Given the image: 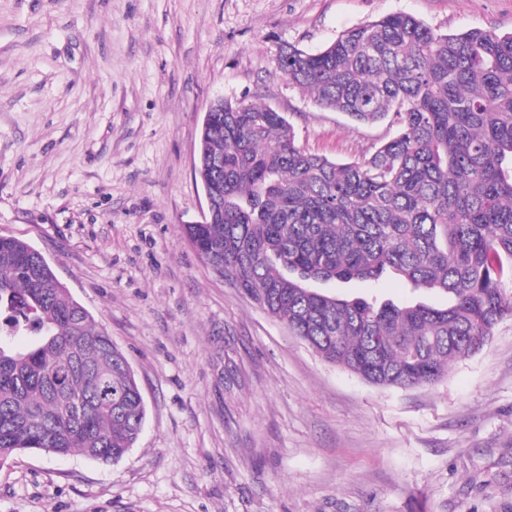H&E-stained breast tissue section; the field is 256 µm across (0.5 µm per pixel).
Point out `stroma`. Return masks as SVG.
<instances>
[{"mask_svg":"<svg viewBox=\"0 0 512 512\" xmlns=\"http://www.w3.org/2000/svg\"><path fill=\"white\" fill-rule=\"evenodd\" d=\"M404 12L512 32V0H0V235L25 240L106 329L145 420L118 463L23 452L0 512H512V320L432 386L320 360L184 234L216 97L283 112L338 162L393 137L279 73L294 46Z\"/></svg>","mask_w":512,"mask_h":512,"instance_id":"obj_1","label":"stroma"}]
</instances>
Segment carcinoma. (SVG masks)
Masks as SVG:
<instances>
[{"instance_id": "cac0c4a2", "label": "carcinoma", "mask_w": 512, "mask_h": 512, "mask_svg": "<svg viewBox=\"0 0 512 512\" xmlns=\"http://www.w3.org/2000/svg\"><path fill=\"white\" fill-rule=\"evenodd\" d=\"M321 107L394 136L333 161L268 105L205 113L197 176L224 216L184 233L212 270L323 361L381 388L433 385L512 319V33L396 13L276 58ZM391 273L447 305L343 297ZM145 407L126 355L27 242L0 236V461L117 462Z\"/></svg>"}]
</instances>
